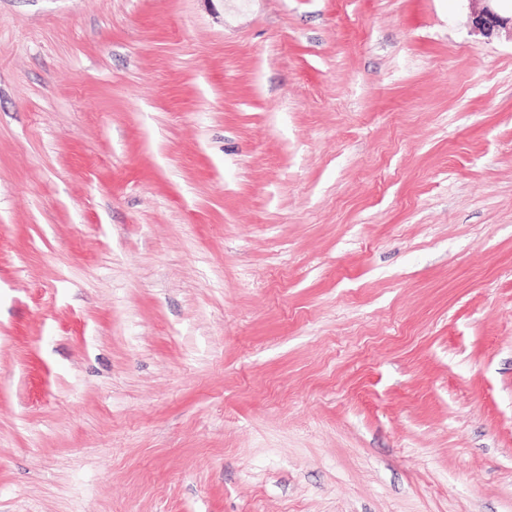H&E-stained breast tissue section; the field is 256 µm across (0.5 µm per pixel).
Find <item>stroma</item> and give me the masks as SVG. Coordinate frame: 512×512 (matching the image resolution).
I'll return each instance as SVG.
<instances>
[{
    "mask_svg": "<svg viewBox=\"0 0 512 512\" xmlns=\"http://www.w3.org/2000/svg\"><path fill=\"white\" fill-rule=\"evenodd\" d=\"M473 9L0 0V512H512Z\"/></svg>",
    "mask_w": 512,
    "mask_h": 512,
    "instance_id": "1",
    "label": "stroma"
}]
</instances>
